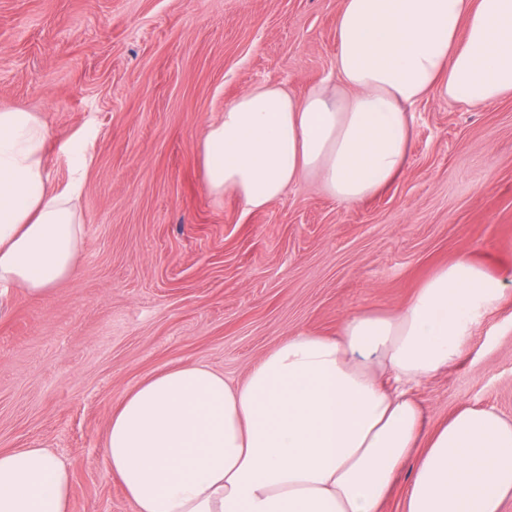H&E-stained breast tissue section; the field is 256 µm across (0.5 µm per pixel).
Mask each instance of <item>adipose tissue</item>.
<instances>
[{"mask_svg": "<svg viewBox=\"0 0 512 512\" xmlns=\"http://www.w3.org/2000/svg\"><path fill=\"white\" fill-rule=\"evenodd\" d=\"M334 77L303 96L249 88L199 144L211 194L250 211L305 177L341 203L403 170L411 108L440 97L480 109L512 97V0H344ZM32 112L0 110V289L42 295L74 275L77 185L45 164ZM505 282L468 257L440 268L392 314L366 311L340 334L300 331L242 382L172 366L128 393L106 462L134 512H380L412 453L405 512H502L512 498V420L476 406L424 429L411 384L468 350ZM72 474L45 448L0 451V512H70Z\"/></svg>", "mask_w": 512, "mask_h": 512, "instance_id": "obj_1", "label": "adipose tissue"}]
</instances>
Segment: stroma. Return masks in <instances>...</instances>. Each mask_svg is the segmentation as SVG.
Returning a JSON list of instances; mask_svg holds the SVG:
<instances>
[{
    "label": "stroma",
    "mask_w": 512,
    "mask_h": 512,
    "mask_svg": "<svg viewBox=\"0 0 512 512\" xmlns=\"http://www.w3.org/2000/svg\"><path fill=\"white\" fill-rule=\"evenodd\" d=\"M342 0H0V110L34 112L53 182L87 158L79 269L0 315V451L49 449L71 512H133L106 463L113 410L202 364L242 380L298 331L393 313L469 254L506 283L447 371L414 384L426 428L459 408L512 418V98L415 104L400 176L337 202L310 177L262 211L210 194L198 143L250 87L332 77Z\"/></svg>",
    "instance_id": "obj_1"
}]
</instances>
